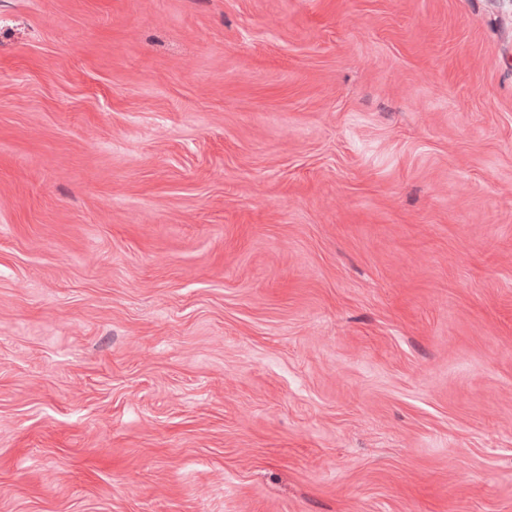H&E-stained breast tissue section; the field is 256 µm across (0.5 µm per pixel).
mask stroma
Here are the masks:
<instances>
[{
  "instance_id": "35a3bbf8",
  "label": "stroma",
  "mask_w": 512,
  "mask_h": 512,
  "mask_svg": "<svg viewBox=\"0 0 512 512\" xmlns=\"http://www.w3.org/2000/svg\"><path fill=\"white\" fill-rule=\"evenodd\" d=\"M0 512H512V0H0Z\"/></svg>"
}]
</instances>
